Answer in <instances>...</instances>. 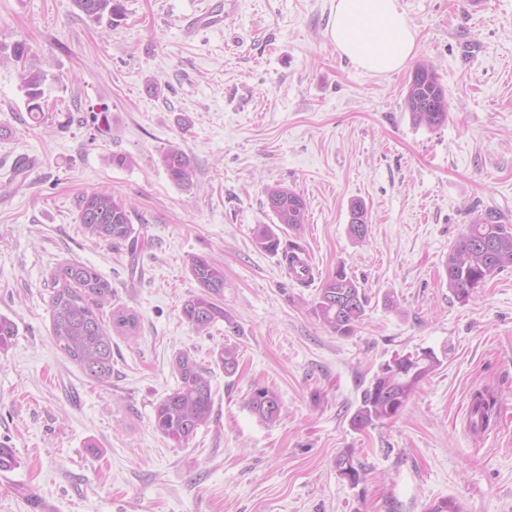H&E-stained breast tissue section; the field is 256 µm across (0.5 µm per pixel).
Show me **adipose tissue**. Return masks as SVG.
Instances as JSON below:
<instances>
[{
	"label": "adipose tissue",
	"instance_id": "ef3b65f1",
	"mask_svg": "<svg viewBox=\"0 0 512 512\" xmlns=\"http://www.w3.org/2000/svg\"><path fill=\"white\" fill-rule=\"evenodd\" d=\"M329 37L341 56L375 76L400 70L417 46L397 0H335Z\"/></svg>",
	"mask_w": 512,
	"mask_h": 512
}]
</instances>
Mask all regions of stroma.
Masks as SVG:
<instances>
[{"mask_svg": "<svg viewBox=\"0 0 512 512\" xmlns=\"http://www.w3.org/2000/svg\"><path fill=\"white\" fill-rule=\"evenodd\" d=\"M219 0H122L116 24L72 0H0V42L25 41L45 72L32 121L20 70L0 66V316L17 335L0 352V512H512V268L465 302L444 262L466 224L495 211L512 224V0H399L415 28L414 62L431 64L448 120L415 125L411 68L373 76L340 57L334 0H238L223 25L187 33ZM191 158V188L160 163ZM27 158L22 183L14 162ZM279 184L307 203L300 233L281 235L311 262L299 285L254 232L274 223ZM127 205L138 247L98 242L78 222L81 196ZM363 202V242L348 232ZM224 270L223 320L196 332L182 317L199 286L187 259ZM77 260L138 319L113 332L112 379L89 378L50 335V275ZM345 269L369 297L351 336L314 313L323 282ZM237 348L225 376L215 356ZM434 350L441 364L393 421L353 422L395 354ZM186 351L213 390L209 423L183 445L152 425L178 386ZM273 389L279 421L248 407ZM493 391L498 422L468 427V404ZM352 452L362 479L339 475ZM160 160L169 179L176 186L190 188L193 185L195 169L191 158L180 147H169L161 154Z\"/></svg>", "mask_w": 512, "mask_h": 512, "instance_id": "obj_1", "label": "stroma"}]
</instances>
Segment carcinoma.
<instances>
[{
	"label": "carcinoma",
	"instance_id": "carcinoma-1",
	"mask_svg": "<svg viewBox=\"0 0 512 512\" xmlns=\"http://www.w3.org/2000/svg\"><path fill=\"white\" fill-rule=\"evenodd\" d=\"M75 6L94 21H113L122 15L121 0H74ZM12 63L20 67L27 110L42 112L40 100L45 73L30 62V48L24 41L10 45L0 43V65ZM405 109L414 124L438 127L448 120V99L433 69L415 65L405 96ZM169 179L176 186L189 188L194 183L195 169L191 158L179 147L171 146L160 156ZM268 205L277 224L260 226L255 234L257 245L268 252L279 250L278 233L299 231L306 224V202L295 191L274 185L265 188ZM78 221L98 241H131L135 244V228L125 205L108 192L96 191L83 196L78 203ZM367 233L365 205L351 207L349 234L357 241ZM188 270L200 291L183 305V318L198 332L208 330L224 319V270L206 256L193 255ZM507 267H512V226L501 221L492 211L466 225L455 246L448 253L445 272L448 288L462 302L476 292L478 285ZM112 299V288L97 271L79 261H70L52 274L49 301L51 336L56 347L82 371L98 383L112 377V336L110 329L135 332L138 321L134 313L117 308L111 313L112 328L102 317L104 304ZM368 296L356 279L344 269L327 278L319 289L315 313L322 323L339 336L350 335L365 316ZM16 336L13 321L0 316V351L6 350ZM218 363L224 374L232 376L238 369V351L232 346L219 350ZM441 360L432 350L395 355L383 364L371 386L364 392L361 405L353 416V424L364 428L376 421L392 420L405 409L419 384L429 376ZM173 368L178 386L154 407L153 426L165 439L182 445L191 440L198 429L210 420L213 408L211 380L188 352L174 357ZM473 413L469 428L478 433L497 419V399L489 391H478L472 397ZM250 410L264 423L272 424L280 416L278 394L266 387L254 389L249 399ZM339 474L351 482L360 481V472L352 452L336 458Z\"/></svg>",
	"mask_w": 512,
	"mask_h": 512
}]
</instances>
